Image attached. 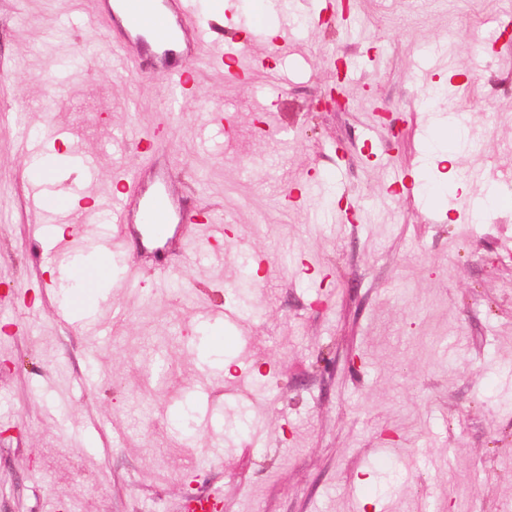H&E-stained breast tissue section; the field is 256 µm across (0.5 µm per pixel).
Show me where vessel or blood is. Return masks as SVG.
<instances>
[{
  "mask_svg": "<svg viewBox=\"0 0 512 512\" xmlns=\"http://www.w3.org/2000/svg\"><path fill=\"white\" fill-rule=\"evenodd\" d=\"M112 35L121 41L142 43L152 70L166 72L173 97L196 95L193 47L213 39L215 28L198 21L195 0H114L112 4ZM193 26L194 43L182 41L186 26ZM43 176L29 179V200L34 209L49 221H61L67 211L59 198L42 191ZM95 211L109 212L112 218L110 235L100 249L99 263L82 274L85 295L96 298V282L112 272V257L125 252L129 234H136L141 251L129 262L119 285L135 287L141 277L144 261H162L165 248L176 237L195 233L208 225L212 237L219 238L224 228L207 224L204 212L181 209L170 189V177L161 169L140 180L134 192L125 187L109 192L96 200Z\"/></svg>",
  "mask_w": 512,
  "mask_h": 512,
  "instance_id": "vessel-or-blood-1",
  "label": "vessel or blood"
}]
</instances>
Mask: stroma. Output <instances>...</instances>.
<instances>
[{
    "instance_id": "35a3bbf8",
    "label": "stroma",
    "mask_w": 512,
    "mask_h": 512,
    "mask_svg": "<svg viewBox=\"0 0 512 512\" xmlns=\"http://www.w3.org/2000/svg\"><path fill=\"white\" fill-rule=\"evenodd\" d=\"M224 2L199 0L220 34L200 48L196 96L172 109L100 0H0V512H186L209 494L218 512H512V209L475 224L479 184L433 204L424 187L453 105L483 140L455 169L496 171L512 199V34L478 42L512 0H334L362 39L290 0H265L262 29L249 0ZM232 38L244 81L212 62ZM334 54L350 66L346 112L315 108ZM19 113L31 137L69 132L44 146L67 160L44 189L80 200L78 258L106 237L84 201L158 163L223 242L185 248L183 288L148 271L101 289L91 322L62 321L69 284L40 261L54 240L28 205ZM160 127L161 151L137 148ZM324 170L321 197L303 199ZM241 240L269 266L236 254ZM241 289L238 325L205 319ZM202 381L216 425L188 432ZM217 444L221 458L199 456ZM57 453L73 464L49 485Z\"/></svg>"
}]
</instances>
